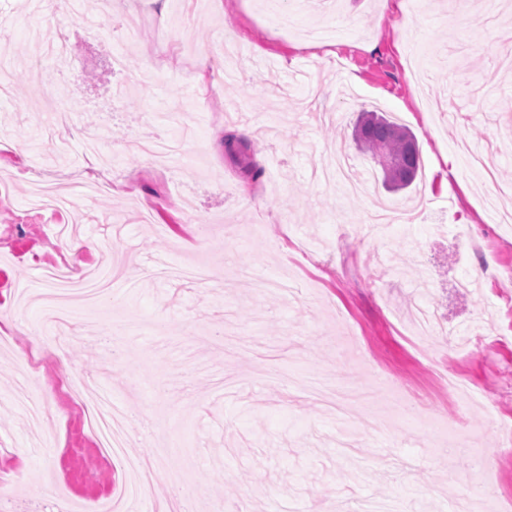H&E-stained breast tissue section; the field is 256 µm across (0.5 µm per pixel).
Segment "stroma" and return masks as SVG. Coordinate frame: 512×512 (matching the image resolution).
Returning a JSON list of instances; mask_svg holds the SVG:
<instances>
[{
    "label": "stroma",
    "instance_id": "35a3bbf8",
    "mask_svg": "<svg viewBox=\"0 0 512 512\" xmlns=\"http://www.w3.org/2000/svg\"><path fill=\"white\" fill-rule=\"evenodd\" d=\"M70 0L65 16L0 0V323L56 341L40 303L47 262L113 253L105 303L73 320L67 365L12 333L0 352V512H70L118 469L62 382L91 380L125 417V454L148 458L142 512L193 497L197 512H512V224L498 223L472 152L512 188V70L499 36L512 0ZM143 22L123 39L125 8ZM216 67L196 81L200 49ZM311 65L308 82L288 75ZM416 138L422 176L394 193L352 140L360 110ZM242 126L251 178L224 149ZM100 134L98 155L77 133ZM344 142L368 194L313 176ZM23 165L14 167L15 150ZM96 162L93 198L75 181ZM54 169L72 199L29 200ZM256 198L243 205L240 188ZM493 276L459 293L482 261ZM424 307L441 327L419 335ZM462 377L451 399L438 372Z\"/></svg>",
    "mask_w": 512,
    "mask_h": 512
}]
</instances>
